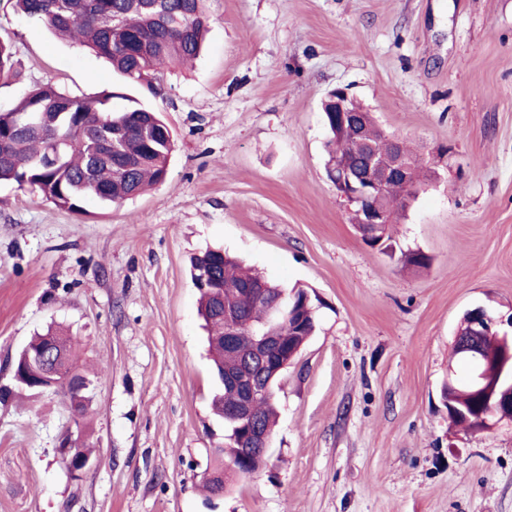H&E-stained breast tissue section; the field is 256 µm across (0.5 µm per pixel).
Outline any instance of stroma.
I'll list each match as a JSON object with an SVG mask.
<instances>
[{"label": "stroma", "instance_id": "obj_1", "mask_svg": "<svg viewBox=\"0 0 512 512\" xmlns=\"http://www.w3.org/2000/svg\"><path fill=\"white\" fill-rule=\"evenodd\" d=\"M191 65L130 81L0 0L16 79L159 112L163 183L85 213L0 185V387L31 336H74L102 371L0 404V512H512V424L464 430L442 396L466 310L512 314V0H205ZM349 88L436 169L369 246L327 174L322 102ZM222 248L310 293L317 328L276 389L267 464L203 488L224 443L190 259ZM91 446L80 478L59 451Z\"/></svg>", "mask_w": 512, "mask_h": 512}]
</instances>
